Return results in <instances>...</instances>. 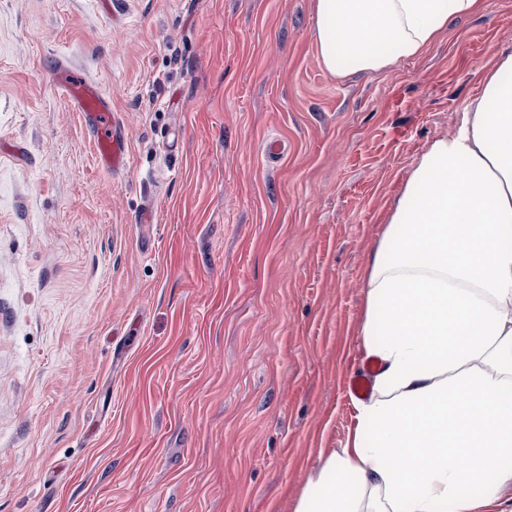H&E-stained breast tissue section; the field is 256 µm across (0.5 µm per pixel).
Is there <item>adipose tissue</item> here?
<instances>
[{"mask_svg":"<svg viewBox=\"0 0 512 512\" xmlns=\"http://www.w3.org/2000/svg\"><path fill=\"white\" fill-rule=\"evenodd\" d=\"M484 0H314L325 69L423 55ZM359 336L378 364L295 512H512V52L395 199Z\"/></svg>","mask_w":512,"mask_h":512,"instance_id":"obj_1","label":"adipose tissue"}]
</instances>
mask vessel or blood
Returning a JSON list of instances; mask_svg holds the SVG:
<instances>
[{
	"label": "vessel or blood",
	"instance_id": "vessel-or-blood-1",
	"mask_svg": "<svg viewBox=\"0 0 512 512\" xmlns=\"http://www.w3.org/2000/svg\"><path fill=\"white\" fill-rule=\"evenodd\" d=\"M60 85L73 111L90 134L99 166L112 170L124 162V143L115 133L112 107L102 90L75 74L64 71Z\"/></svg>",
	"mask_w": 512,
	"mask_h": 512
}]
</instances>
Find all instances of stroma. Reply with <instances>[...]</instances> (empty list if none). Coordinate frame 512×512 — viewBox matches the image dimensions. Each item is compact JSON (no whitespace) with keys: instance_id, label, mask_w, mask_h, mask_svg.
<instances>
[{"instance_id":"35a3bbf8","label":"stroma","mask_w":512,"mask_h":512,"mask_svg":"<svg viewBox=\"0 0 512 512\" xmlns=\"http://www.w3.org/2000/svg\"><path fill=\"white\" fill-rule=\"evenodd\" d=\"M313 25V0H0V512H294L343 447L390 206L512 50V0L345 77ZM57 62L111 101L121 168Z\"/></svg>"}]
</instances>
